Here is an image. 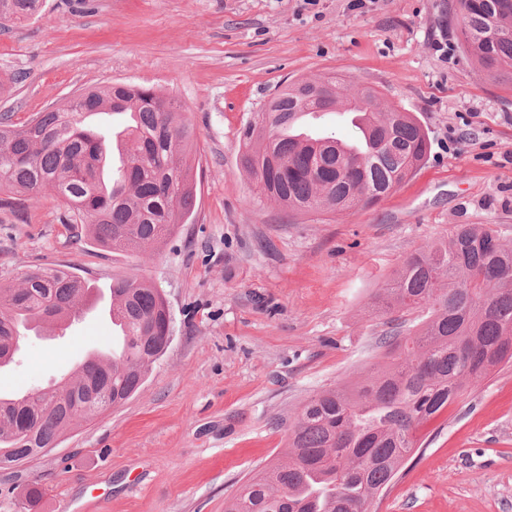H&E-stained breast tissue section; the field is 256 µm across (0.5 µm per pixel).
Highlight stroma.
<instances>
[{"label":"stroma","mask_w":512,"mask_h":512,"mask_svg":"<svg viewBox=\"0 0 512 512\" xmlns=\"http://www.w3.org/2000/svg\"><path fill=\"white\" fill-rule=\"evenodd\" d=\"M454 0H43L0 28V113L24 120L125 82L181 102L193 124V215L147 254L73 244L44 194L0 209V284L58 267L108 287L151 280L172 318L142 388L57 447L0 471V512H224L241 480L280 457L285 423L373 362L387 318L372 298L459 224L512 244V88L489 81L448 30ZM447 51L436 50V42ZM336 74L411 112L431 147L368 207L289 219L238 164L239 132L281 85ZM101 311L64 336L19 342L0 394L43 389L110 335ZM427 446L377 512H512V365L422 432Z\"/></svg>","instance_id":"35a3bbf8"}]
</instances>
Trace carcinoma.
<instances>
[{
    "label": "carcinoma",
    "mask_w": 512,
    "mask_h": 512,
    "mask_svg": "<svg viewBox=\"0 0 512 512\" xmlns=\"http://www.w3.org/2000/svg\"><path fill=\"white\" fill-rule=\"evenodd\" d=\"M41 0H0V27L36 15ZM455 30L465 54L489 80L512 86V0H456ZM319 80H297L241 130L240 167L260 199L296 215L371 206L406 182L430 141L409 112H374L372 88L312 95ZM341 109L372 131L370 149L344 150L333 136L296 138L297 115ZM127 112L118 189L101 162L112 136L85 129L88 112ZM186 109L152 88L110 84L79 93L23 122L0 114V208L16 211L53 192L64 227L114 251L144 252L188 222L196 200L194 130ZM84 280L50 267L18 288H0V336L54 321L76 306ZM384 314L422 313L416 329L393 327L378 360L356 381L320 391L289 419L284 456L247 478L224 512H366L418 449L419 430L512 363V246L493 228L459 224L445 242L409 256L377 296ZM112 304L126 315L120 355L82 363L60 388L0 396V451L13 461L52 448L76 422H91L131 397L168 340L170 313L152 283L112 279Z\"/></svg>",
    "instance_id": "1"
}]
</instances>
